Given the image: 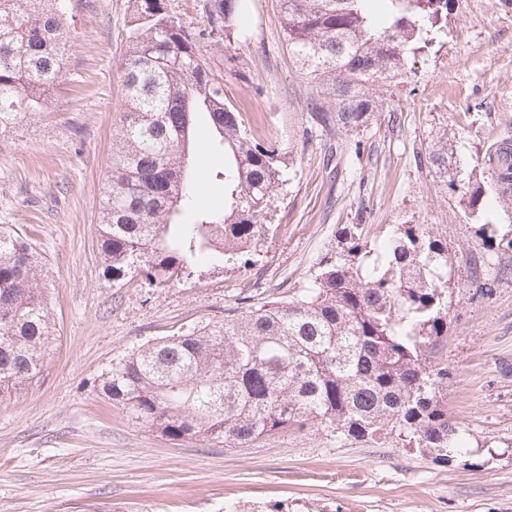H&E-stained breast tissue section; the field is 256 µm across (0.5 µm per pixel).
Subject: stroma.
<instances>
[{
  "label": "stroma",
  "mask_w": 512,
  "mask_h": 512,
  "mask_svg": "<svg viewBox=\"0 0 512 512\" xmlns=\"http://www.w3.org/2000/svg\"><path fill=\"white\" fill-rule=\"evenodd\" d=\"M65 86L53 111L0 140V225L25 230L44 262L56 341L41 376L0 399V512H512V198L482 163L512 139V0H450L431 47L402 80L372 86L378 107L333 153L309 112L316 87L288 47L278 0H244L235 42L205 50L224 91L260 140L292 164L278 227L249 268L203 269L165 288L112 286L97 239L120 126L117 66L132 0H66ZM450 140L469 208L429 155ZM424 224L448 244V416L469 433L467 460L337 443L326 430L249 448L180 445L107 401L113 364L153 339L223 322L242 308L311 287L363 225L376 244Z\"/></svg>",
  "instance_id": "stroma-1"
}]
</instances>
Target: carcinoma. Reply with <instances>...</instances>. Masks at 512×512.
<instances>
[{"label": "carcinoma", "mask_w": 512, "mask_h": 512, "mask_svg": "<svg viewBox=\"0 0 512 512\" xmlns=\"http://www.w3.org/2000/svg\"><path fill=\"white\" fill-rule=\"evenodd\" d=\"M174 0H135L121 64V127L100 226L104 275L165 288L201 265L248 268L274 238L286 154L246 130L203 45L231 44L243 0H197L204 27ZM290 50L329 99L310 102L326 131L350 133L377 109L369 87L406 74L410 51L433 43L449 0H390L378 20L369 0H279ZM69 47L58 0H0V135L48 112ZM204 118L221 162L224 207L196 204L193 128ZM453 149L430 156L448 186ZM484 163L512 192V139ZM360 225L313 287L283 302L232 310L224 322L149 341L112 364L100 386L113 405L170 441L248 448L285 432L323 428L340 444L418 450L438 462L467 451L466 429L448 418V246L422 224H400L370 264ZM42 261L23 234L0 225V399L43 372L55 340L40 287Z\"/></svg>", "instance_id": "carcinoma-1"}]
</instances>
